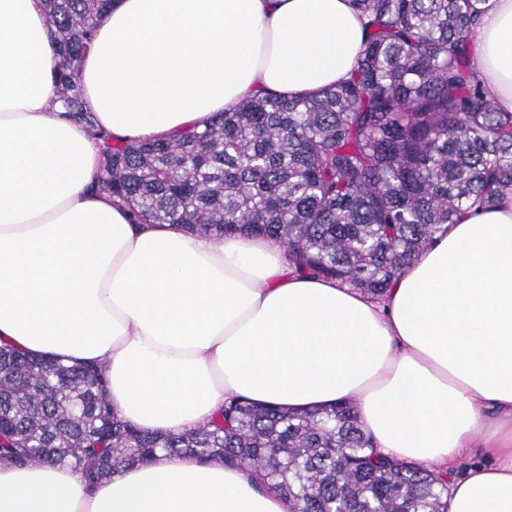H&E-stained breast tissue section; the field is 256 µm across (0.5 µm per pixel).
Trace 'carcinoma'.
<instances>
[{"instance_id": "1", "label": "carcinoma", "mask_w": 512, "mask_h": 512, "mask_svg": "<svg viewBox=\"0 0 512 512\" xmlns=\"http://www.w3.org/2000/svg\"><path fill=\"white\" fill-rule=\"evenodd\" d=\"M43 2L60 58L53 104L101 141L96 187L141 223L263 237L296 272L379 298L443 225L512 195V112L495 110L470 64L486 0H354L367 43L348 80L122 144L79 85L112 0ZM159 452L250 469L295 512L447 507L448 475L376 453L351 400L288 411L233 398L206 424L153 433L112 408L104 366L0 346L1 464H60L94 485Z\"/></svg>"}]
</instances>
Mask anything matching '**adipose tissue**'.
<instances>
[{"label":"adipose tissue","instance_id":"obj_1","mask_svg":"<svg viewBox=\"0 0 512 512\" xmlns=\"http://www.w3.org/2000/svg\"><path fill=\"white\" fill-rule=\"evenodd\" d=\"M366 40L352 0H116L79 80L113 140L172 138L255 94L335 86ZM472 41L491 103L512 112V0H486ZM57 61L42 0H0V343L105 366L113 408L150 432L233 397L351 399L382 454L449 475L447 512H512V196L438 231L374 299L293 272L266 239L135 221L93 187L99 147L53 104ZM0 512L293 503L186 454L92 487L58 464H0Z\"/></svg>","mask_w":512,"mask_h":512}]
</instances>
